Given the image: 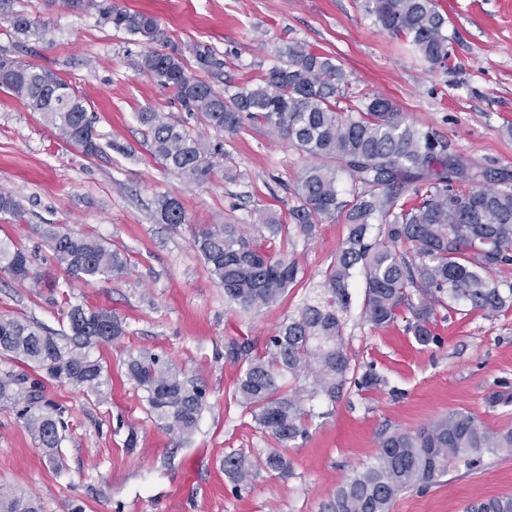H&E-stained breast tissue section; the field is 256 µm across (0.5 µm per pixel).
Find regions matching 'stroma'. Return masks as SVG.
<instances>
[{
    "instance_id": "1",
    "label": "stroma",
    "mask_w": 512,
    "mask_h": 512,
    "mask_svg": "<svg viewBox=\"0 0 512 512\" xmlns=\"http://www.w3.org/2000/svg\"><path fill=\"white\" fill-rule=\"evenodd\" d=\"M155 15L154 49H178L188 71L215 88L241 86L268 69L278 47L300 42L334 56L355 92L395 103L408 121L447 140L452 152L488 172L487 187L512 181V0H438L448 16V62L433 66L406 41L390 37L362 0H115ZM15 9L44 21L46 36L13 35L0 16V54L53 70L96 112L101 153L84 155L51 129L40 113L0 91V191L21 203L23 220L0 215V239L37 256L40 285L20 286L0 272V314L46 329H64L63 297L107 308L123 318L127 335L101 347L110 377L106 399L42 378L48 399L65 407L69 429L65 467L53 470L12 405L0 404V482L26 490L44 512H320L333 491L374 460L387 430H414L454 410L471 412L491 430L512 426V406L489 407L486 397L512 387V307L488 316L463 302L437 308L439 341L418 345L410 311L385 329L362 317V279L349 282L352 303L345 339L362 367L383 383L348 389L336 404L314 400L306 439L285 452L288 475L268 471L242 486L222 465L225 453L256 457L275 442L255 429L233 396L239 366L226 356L234 341L263 351L278 327L297 315L310 289L320 287L347 236L344 218L316 224L311 235L261 231L266 211L288 223L290 189L310 163L265 128L248 125L225 136V168L210 182L185 183L154 159L138 112H180L170 89L140 65L146 44L58 0H13ZM223 60L205 70L197 52ZM124 152L112 150V143ZM176 197L184 224L161 223L157 200ZM59 224L91 232L121 251L128 270L109 280L72 282L50 259L38 228ZM239 225L247 236L299 264V281L259 314L224 302L194 241L201 227ZM149 352L197 379L207 403L185 441L159 429L144 393L126 377L129 355ZM136 433L138 446L125 440ZM512 496V454L482 452L469 470H450L426 489L402 492L390 512H462L465 505Z\"/></svg>"
}]
</instances>
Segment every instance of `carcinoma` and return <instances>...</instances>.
Wrapping results in <instances>:
<instances>
[{
    "label": "carcinoma",
    "mask_w": 512,
    "mask_h": 512,
    "mask_svg": "<svg viewBox=\"0 0 512 512\" xmlns=\"http://www.w3.org/2000/svg\"><path fill=\"white\" fill-rule=\"evenodd\" d=\"M67 6L94 12L104 25L154 42L158 19L130 11L112 0H66ZM365 10L380 27L404 39L431 65L448 61L446 19L434 0H365ZM17 35L43 36L46 24L22 11L3 12ZM278 63L255 83L218 90L189 75L177 50H148L140 66L171 88L182 108L213 131L215 139L193 133L172 112L146 109L151 155L184 180L202 184L224 160V134L245 122L260 124L315 162L302 169L294 185L298 205L291 223L305 236L315 225L344 217L347 237L322 288L307 298L298 314L269 338L264 352L252 354L247 342L228 346L241 362L233 386L235 399L250 412L255 428L288 448L304 439L315 417L309 402L331 404L346 388L371 390L380 384L358 367L345 345L348 282L363 275V315L374 329L392 325L406 306L414 322L408 332L421 346L437 342L431 326L435 307L463 301L488 316L512 301V285L501 288L485 276L496 266L512 265V188L478 185L484 171L448 153V142L408 122L382 96L358 106L351 80L335 59L301 43L277 51ZM0 90L40 113L58 135L87 156L100 152L97 116L57 73L0 55ZM348 188H339L341 177ZM0 213L22 217L19 201L0 193ZM160 220L184 224L180 201H158ZM378 225L387 241L370 236ZM52 261L76 280L90 282L122 275L127 260L96 235L72 233L60 225L39 229ZM196 246L208 271L224 288V302L259 313L277 303L297 283L299 268L286 256L267 253L235 224L201 230ZM34 259L15 243H0V271L37 284ZM67 331L48 333L30 320L0 315V357L43 371L60 383L99 397L109 384L93 351L126 336L123 320L104 308L65 300ZM126 376L145 393L148 411L167 433L193 435L205 407L206 390L178 367L156 355L129 356ZM0 403L21 406L19 418L50 464H62L69 424L66 409L41 394V384L11 369L0 371ZM512 453V428L492 431L467 411H453L414 431L380 436L374 461L355 470L323 505L322 512H389L402 491L424 489L452 468L473 467L482 451ZM261 469L284 474L290 463L274 449L258 460L231 451L224 473L246 484ZM0 512H42L40 500L25 490L0 485ZM463 512H512V497H493L466 505Z\"/></svg>",
    "instance_id": "1"
}]
</instances>
